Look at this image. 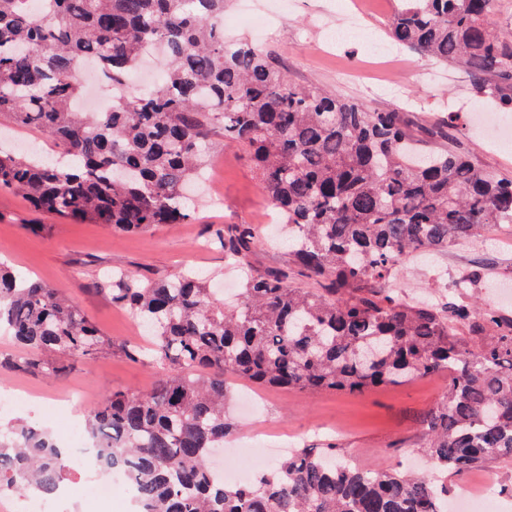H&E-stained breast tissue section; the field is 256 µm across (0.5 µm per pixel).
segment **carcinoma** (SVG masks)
<instances>
[{
    "label": "carcinoma",
    "instance_id": "carcinoma-1",
    "mask_svg": "<svg viewBox=\"0 0 512 512\" xmlns=\"http://www.w3.org/2000/svg\"><path fill=\"white\" fill-rule=\"evenodd\" d=\"M0 0V119L37 128L53 157L0 153V188L47 213L147 232L189 217L185 187L209 146L250 156L259 187L288 225V262L256 269L251 224L214 233L249 269L227 305L188 269L107 289L150 334L158 379L116 390L90 412L94 466L122 475L138 512H448V476L512 459V322L465 301L407 298L397 275L431 255L512 224V179L448 146L416 152L400 112L297 86L266 49L224 40L225 0ZM493 0H404L390 37L469 75L477 99L512 113V36L486 23ZM148 43L164 49L160 81L93 112L74 102L86 59L119 84ZM313 277L317 288L292 285ZM0 330L30 351L87 357L113 347L61 289L0 264ZM490 331L481 351L469 337ZM448 371L425 420L433 470H364L336 442L298 448L244 484L210 465L234 423L230 377L257 386L364 394ZM70 474L45 430L0 426V492L50 500Z\"/></svg>",
    "mask_w": 512,
    "mask_h": 512
}]
</instances>
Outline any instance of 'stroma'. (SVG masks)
<instances>
[{
	"mask_svg": "<svg viewBox=\"0 0 512 512\" xmlns=\"http://www.w3.org/2000/svg\"><path fill=\"white\" fill-rule=\"evenodd\" d=\"M352 0H229L224 12L227 39L248 38L274 52L289 80L318 85L335 94L365 102L375 110L404 113L424 146L437 145L434 132L453 125L452 147L484 169L512 179V145L496 143L470 119L480 101L466 73L408 52L383 67L397 91L368 92L358 81L361 68L373 67L370 52L387 40L391 15H372L356 30L336 28L337 14ZM216 224H252L259 242L252 256L256 268L284 264L288 238L259 188L248 155L237 145L211 149L196 206L184 224H163L138 234H121L103 224H80L35 210L19 191L0 189V260L17 274L62 288L106 336L112 350L90 358L68 357L60 374L23 366L0 373V393H18L21 403L0 411V424L25 422L62 439L70 425L84 423L89 411L115 390L147 391L156 371L135 362L123 345L146 344L148 336L126 311L101 291L104 274L132 273L160 279L192 268L202 276L223 274L225 297H234L236 273L225 270L224 253L208 244ZM480 272L479 288L458 289L460 273ZM410 294L468 297L477 308L512 320V227L489 228L477 240L449 249L433 259L406 258L398 273ZM448 375L439 372L365 395L309 394L274 387L238 384L231 404L235 440L250 437L255 425L273 431L270 450L251 456L252 473L269 469L288 451L333 439L361 468L395 469L424 461L420 449L422 421L441 400ZM491 479L506 512H512V461L493 462L459 474L452 488L481 489Z\"/></svg>",
	"mask_w": 512,
	"mask_h": 512,
	"instance_id": "stroma-1",
	"label": "stroma"
}]
</instances>
